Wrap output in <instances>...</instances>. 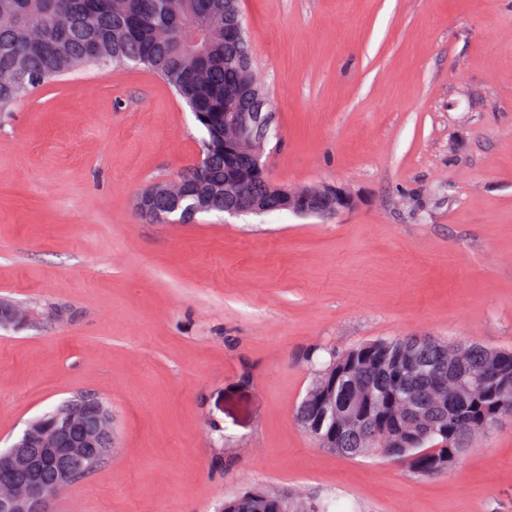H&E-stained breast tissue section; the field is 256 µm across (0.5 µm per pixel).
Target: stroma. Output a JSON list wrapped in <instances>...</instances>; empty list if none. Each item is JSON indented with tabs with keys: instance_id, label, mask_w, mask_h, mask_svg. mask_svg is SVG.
<instances>
[{
	"instance_id": "stroma-1",
	"label": "stroma",
	"mask_w": 512,
	"mask_h": 512,
	"mask_svg": "<svg viewBox=\"0 0 512 512\" xmlns=\"http://www.w3.org/2000/svg\"><path fill=\"white\" fill-rule=\"evenodd\" d=\"M279 136L273 181L346 189L323 220L152 224L205 131L154 73L59 77L0 112V450L86 391L111 457L50 512H220L280 489L342 512H512V418L423 478L319 446L304 356L431 336L512 349V0H242ZM34 313H25L15 304L0 298V328L20 329L26 327L33 319Z\"/></svg>"
}]
</instances>
